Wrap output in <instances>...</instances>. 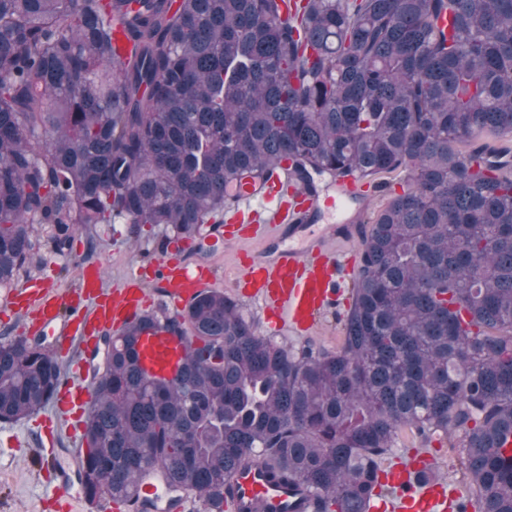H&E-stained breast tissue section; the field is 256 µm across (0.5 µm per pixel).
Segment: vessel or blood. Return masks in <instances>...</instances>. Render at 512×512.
<instances>
[{"label":"vessel or blood","instance_id":"1","mask_svg":"<svg viewBox=\"0 0 512 512\" xmlns=\"http://www.w3.org/2000/svg\"><path fill=\"white\" fill-rule=\"evenodd\" d=\"M360 192L361 182L351 174L338 181L335 195L320 200L305 184L289 182L282 169L272 171L262 187L246 183L231 187L238 209L226 220L225 239H233L236 224L242 222L287 237L274 261L246 253L240 259L242 293L262 304L274 328L309 330L318 314L334 307L343 295L350 274L343 215L359 199ZM316 210L332 217V238L313 232L308 219ZM155 271L169 305L176 310L210 280L208 272L191 268L174 256L162 260ZM146 299L138 270L130 274L124 288L115 290L105 288L99 271H87L76 298L53 288L48 278L30 284L26 291L8 293L4 301L7 308L31 316L36 323L58 326L64 342L78 350L68 362V375L54 402L63 418L84 417L93 406L94 395L85 384L84 363L97 344V332L106 327L118 333L134 324ZM182 352L183 343L178 337L158 332L146 351L145 363L170 378ZM418 470V465L411 464L390 475L389 482L396 490L393 512H446L448 498L443 487L419 484ZM290 499L287 487L268 482L263 468L257 466L234 473L224 495V508L226 512H246L260 502L269 512H288Z\"/></svg>","mask_w":512,"mask_h":512}]
</instances>
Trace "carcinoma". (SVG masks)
I'll use <instances>...</instances> for the list:
<instances>
[{
	"mask_svg": "<svg viewBox=\"0 0 512 512\" xmlns=\"http://www.w3.org/2000/svg\"><path fill=\"white\" fill-rule=\"evenodd\" d=\"M0 0V288L41 247L123 217L169 243L224 223L227 185L285 161L314 186L402 171L360 227L343 336L329 350L257 332L203 290L115 335L93 380L79 479L129 512L160 473L224 512L261 460L311 512H369L408 429L457 438L476 512H512V0ZM448 20V27L440 25ZM121 23L129 58L112 47ZM186 337L176 376L144 335ZM41 338L0 342V422L54 396Z\"/></svg>",
	"mask_w": 512,
	"mask_h": 512,
	"instance_id": "1",
	"label": "carcinoma"
}]
</instances>
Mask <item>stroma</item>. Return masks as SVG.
Returning <instances> with one entry per match:
<instances>
[{
	"instance_id": "obj_1",
	"label": "stroma",
	"mask_w": 512,
	"mask_h": 512,
	"mask_svg": "<svg viewBox=\"0 0 512 512\" xmlns=\"http://www.w3.org/2000/svg\"><path fill=\"white\" fill-rule=\"evenodd\" d=\"M405 176L395 172L367 178L364 189L368 205L363 212L348 210L351 224H372L392 194L401 192ZM249 225H241L236 241L221 248L211 247L207 237L186 241L178 246V254L189 266L202 265L211 271L212 288L228 296L237 295L235 280L239 274L236 254L247 249L266 254L273 250V238L251 237ZM94 246L77 241L69 258L43 253L42 268L54 271L57 287L74 290L82 281L85 267L102 266V278L107 288L122 287L127 275L135 267H146L169 256L163 247L161 228L144 226L140 236H132L130 226L118 218L110 224L95 228ZM243 313L255 324L259 333H266L267 324L263 309L248 298L238 297ZM353 302L352 291H345L337 309L319 314L313 329L306 332L280 331L277 341L301 344L312 341L327 349L335 348L342 334L343 321ZM54 412L53 405H46L37 413L17 422H0V512H62L53 502L52 475L57 466L72 462L71 442L63 433L48 430L46 419ZM414 459L431 460L436 465L438 480L468 489L469 479L461 463L459 449L450 443L423 445L410 432H403L396 446L385 456L384 467H392Z\"/></svg>"
}]
</instances>
